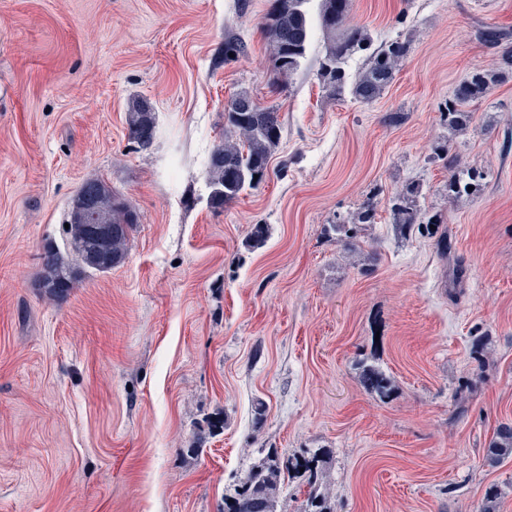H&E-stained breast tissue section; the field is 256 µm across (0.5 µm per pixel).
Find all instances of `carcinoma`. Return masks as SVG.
I'll return each instance as SVG.
<instances>
[{"label":"carcinoma","instance_id":"cac0c4a2","mask_svg":"<svg viewBox=\"0 0 512 512\" xmlns=\"http://www.w3.org/2000/svg\"><path fill=\"white\" fill-rule=\"evenodd\" d=\"M310 0H274L262 19L268 57L272 63L270 81L278 86L286 82L299 68L312 36L307 10ZM349 0H320L319 25L324 35V52L320 58L317 79L328 97L340 99L346 95L360 102H372L390 86L395 72L410 50L411 42L400 36L378 45L364 26L347 24ZM475 37L479 43L495 51L499 69L476 67L470 70L448 97L441 111L448 132L457 135L471 121L472 103L512 72V31L497 27H481ZM247 53L242 39L230 36L224 40V60L233 61ZM365 55V66L352 76L346 69L348 59ZM128 137L142 150L152 147L156 134V117L151 103L142 97H132L126 106ZM283 124L279 112L261 105L246 89L237 91L224 105V136L209 158L207 182L210 204L222 208L267 179L269 164L281 143ZM484 174L477 170L458 168L448 162V197L471 195L469 187H478ZM87 196L94 202L95 223L112 225V234L95 238L89 225L73 223L68 214L66 236L78 263H72L55 249L42 257L38 277L44 294L62 298L79 282L84 269L94 267L96 259L105 263V270L121 264L126 257L130 232L137 216L130 206L102 179H90L79 188L75 199ZM421 188L409 183L389 199L393 224L403 237L422 233L424 227L441 223L440 217L429 214L419 204ZM376 204L367 199L358 209L357 224L375 222ZM363 385L381 397L388 396L393 385L379 370L366 367ZM330 452L316 448L307 460L289 457L276 448H267L236 482L224 488L222 512H278L279 498L292 475L306 473L312 486L322 475L323 464ZM512 456V427L503 426L486 450V462L494 466Z\"/></svg>","mask_w":512,"mask_h":512}]
</instances>
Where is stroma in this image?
I'll use <instances>...</instances> for the list:
<instances>
[{
	"mask_svg": "<svg viewBox=\"0 0 512 512\" xmlns=\"http://www.w3.org/2000/svg\"><path fill=\"white\" fill-rule=\"evenodd\" d=\"M270 3L0 0V512H221L270 447L330 449L332 512H479L492 486L512 512V458L484 462L512 425V78L451 145L483 172L478 192L450 200L428 160L444 102L495 63L476 29L512 30V0H350L375 42L413 39L370 103L325 97L318 29L272 88ZM230 34L248 46L233 62ZM243 88L277 108L283 138L266 182L215 209L206 167ZM134 96L156 112L146 151L127 134ZM94 178L137 215L126 259L50 300L42 254L66 251ZM411 182L464 261L458 299L435 235L394 230L389 198ZM369 198L375 223L331 231ZM257 224L267 241L250 250ZM365 362L388 397L362 385Z\"/></svg>",
	"mask_w": 512,
	"mask_h": 512,
	"instance_id": "stroma-1",
	"label": "stroma"
}]
</instances>
